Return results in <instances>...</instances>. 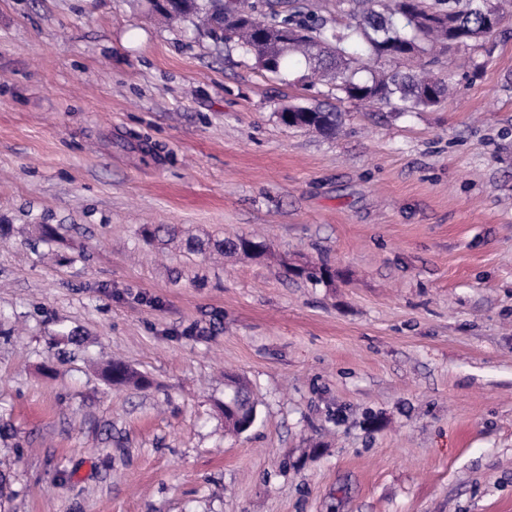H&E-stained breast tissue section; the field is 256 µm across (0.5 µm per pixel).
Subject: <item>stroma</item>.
Returning <instances> with one entry per match:
<instances>
[{
	"label": "stroma",
	"instance_id": "stroma-1",
	"mask_svg": "<svg viewBox=\"0 0 512 512\" xmlns=\"http://www.w3.org/2000/svg\"><path fill=\"white\" fill-rule=\"evenodd\" d=\"M502 7L436 64L454 96L401 114L142 0H0V512H512ZM315 104L338 135L277 117ZM113 359L150 387L106 383ZM228 372L257 402L238 436ZM186 247L196 253L203 255L211 254H224V252L243 254L247 257H252L250 252L241 248L236 240H212L210 238L202 239L197 237H191L185 240ZM236 395H233V393H228L227 395H224V412L226 411L229 414H233L234 417L237 420H242L241 423H236V420L233 419L231 416L224 415V427L225 429L233 434H240L248 431L254 424V418L252 414H248L246 418H244L243 414L244 411H239L241 407L236 402ZM240 429V430H239Z\"/></svg>",
	"mask_w": 512,
	"mask_h": 512
}]
</instances>
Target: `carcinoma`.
Instances as JSON below:
<instances>
[{
    "label": "carcinoma",
    "instance_id": "obj_1",
    "mask_svg": "<svg viewBox=\"0 0 512 512\" xmlns=\"http://www.w3.org/2000/svg\"><path fill=\"white\" fill-rule=\"evenodd\" d=\"M237 2L244 14L232 36L236 45L266 72L285 78L292 57L304 63L303 78L329 84L336 99L385 103L398 112H419L453 93V78L429 69L430 62L458 43L494 37L505 21L487 13L491 0H454L448 8L425 0H343L349 22L328 24L305 0H263L262 19L253 0H186L168 20L199 24L209 30L223 22ZM296 124L325 135L342 125L338 111L314 107L297 114ZM186 247L203 255L224 252L250 256L234 240L191 237ZM104 375L117 386L143 389L145 377L131 366L112 362Z\"/></svg>",
    "mask_w": 512,
    "mask_h": 512
}]
</instances>
